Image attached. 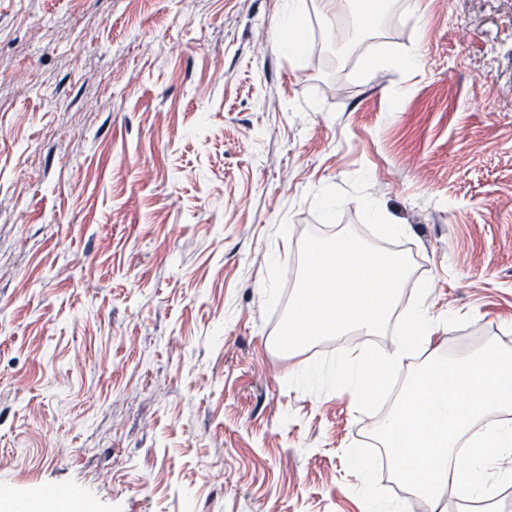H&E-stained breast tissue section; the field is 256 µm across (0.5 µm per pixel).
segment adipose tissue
I'll use <instances>...</instances> for the list:
<instances>
[{
  "instance_id": "1",
  "label": "adipose tissue",
  "mask_w": 512,
  "mask_h": 512,
  "mask_svg": "<svg viewBox=\"0 0 512 512\" xmlns=\"http://www.w3.org/2000/svg\"><path fill=\"white\" fill-rule=\"evenodd\" d=\"M304 30V0H283L277 47L303 55ZM428 296L421 287L392 349L338 358L333 381L371 400L439 326ZM376 435L433 512L449 497L463 512H500L499 488L512 483V352L490 343L417 372Z\"/></svg>"
}]
</instances>
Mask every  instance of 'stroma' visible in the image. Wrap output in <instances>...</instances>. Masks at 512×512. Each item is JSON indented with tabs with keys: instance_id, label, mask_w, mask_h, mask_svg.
<instances>
[{
	"instance_id": "obj_1",
	"label": "stroma",
	"mask_w": 512,
	"mask_h": 512,
	"mask_svg": "<svg viewBox=\"0 0 512 512\" xmlns=\"http://www.w3.org/2000/svg\"><path fill=\"white\" fill-rule=\"evenodd\" d=\"M305 2L294 58L279 0H0V512H369L351 454L411 375L512 350V0ZM346 229L412 264L387 333L277 352ZM426 281L393 394L301 382Z\"/></svg>"
}]
</instances>
